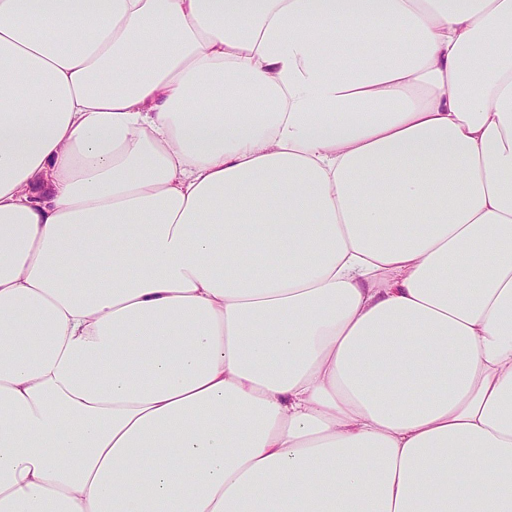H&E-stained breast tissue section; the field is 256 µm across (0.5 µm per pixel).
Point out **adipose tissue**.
Masks as SVG:
<instances>
[{
    "label": "adipose tissue",
    "instance_id": "1",
    "mask_svg": "<svg viewBox=\"0 0 512 512\" xmlns=\"http://www.w3.org/2000/svg\"><path fill=\"white\" fill-rule=\"evenodd\" d=\"M0 512H512V0H0Z\"/></svg>",
    "mask_w": 512,
    "mask_h": 512
}]
</instances>
